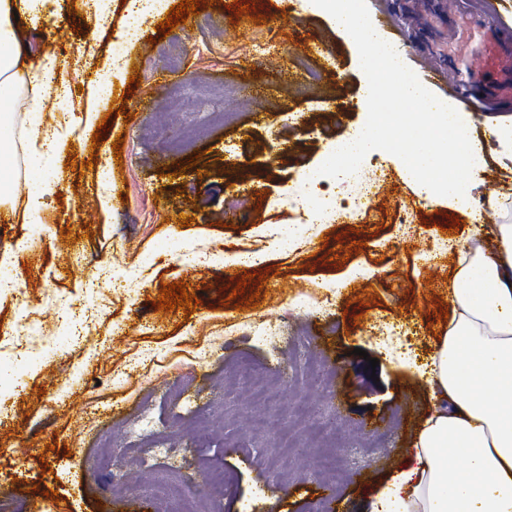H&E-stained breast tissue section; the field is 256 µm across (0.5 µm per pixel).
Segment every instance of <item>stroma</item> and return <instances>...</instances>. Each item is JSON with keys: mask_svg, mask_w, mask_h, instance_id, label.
Here are the masks:
<instances>
[{"mask_svg": "<svg viewBox=\"0 0 512 512\" xmlns=\"http://www.w3.org/2000/svg\"><path fill=\"white\" fill-rule=\"evenodd\" d=\"M234 2L199 0L166 36L155 18L130 32L122 0L95 26L74 4L63 19L19 24L20 40L67 60L73 93L69 110L41 111L65 146L51 160L55 193L40 226L22 218L40 180L22 166L27 97L14 105V148L0 153V170L18 175L0 251L29 240L11 264L27 308L1 295L0 334L36 327L53 346L0 383V512H361L407 466L412 432L433 406L422 370L442 328L452 248L471 233L492 244L496 225L512 224V212L487 205L512 196V159L486 129L512 117V99L492 93L472 60L449 78L448 43L467 8L490 10L512 38V0H367L375 29L484 137L478 216L426 202L381 150L383 174L363 209L280 251L269 250V231L305 219V172L366 122L357 105L366 77L351 37L296 0H256L242 15ZM116 49L124 78L108 95L92 92ZM89 115L100 142L84 131ZM402 207L417 228L410 237ZM249 246L265 260L234 263ZM180 282L197 306L155 309L162 284ZM302 293L325 312L293 309ZM66 308L85 320L80 338ZM249 320L287 323L288 336H253ZM117 371L126 381L116 387ZM147 402L150 436L132 430ZM158 445L180 468L148 463ZM351 448L366 451L352 467ZM216 471L227 482L220 500L162 492Z\"/></svg>", "mask_w": 512, "mask_h": 512, "instance_id": "obj_1", "label": "stroma"}]
</instances>
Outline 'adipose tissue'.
I'll list each match as a JSON object with an SVG mask.
<instances>
[{
	"label": "adipose tissue",
	"instance_id": "adipose-tissue-1",
	"mask_svg": "<svg viewBox=\"0 0 512 512\" xmlns=\"http://www.w3.org/2000/svg\"><path fill=\"white\" fill-rule=\"evenodd\" d=\"M49 0H0V151L6 114L29 93L32 152L25 170L45 167L61 140L38 114L43 101L68 105L58 58L33 54L17 18L39 20ZM452 314L427 364L437 404L411 441L408 467L386 479L365 512H512V224L496 227L491 252L463 242L455 253Z\"/></svg>",
	"mask_w": 512,
	"mask_h": 512
}]
</instances>
